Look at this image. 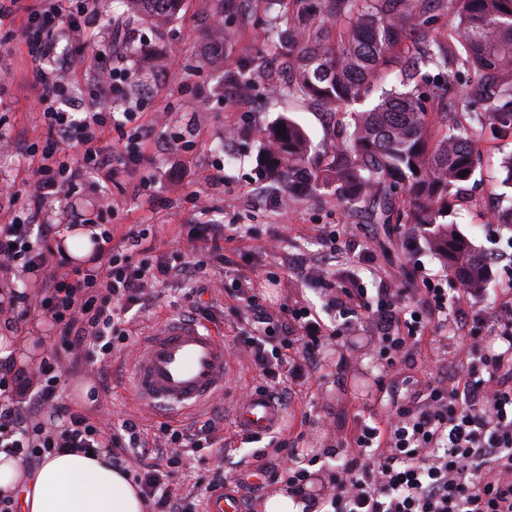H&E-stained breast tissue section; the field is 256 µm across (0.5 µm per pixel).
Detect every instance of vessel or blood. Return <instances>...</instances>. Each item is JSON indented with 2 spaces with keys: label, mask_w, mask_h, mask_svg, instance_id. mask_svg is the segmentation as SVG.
<instances>
[{
  "label": "vessel or blood",
  "mask_w": 512,
  "mask_h": 512,
  "mask_svg": "<svg viewBox=\"0 0 512 512\" xmlns=\"http://www.w3.org/2000/svg\"><path fill=\"white\" fill-rule=\"evenodd\" d=\"M222 332L178 319L144 338L132 363V384L149 409L188 410L222 392L230 376ZM284 408L268 392L254 391L235 407L236 429L264 436L279 428Z\"/></svg>",
  "instance_id": "b4317fda"
}]
</instances>
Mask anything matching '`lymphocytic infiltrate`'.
<instances>
[{"label": "lymphocytic infiltrate", "mask_w": 512, "mask_h": 512, "mask_svg": "<svg viewBox=\"0 0 512 512\" xmlns=\"http://www.w3.org/2000/svg\"><path fill=\"white\" fill-rule=\"evenodd\" d=\"M24 13L37 31L29 54L39 84L45 135L31 145L39 164L30 181L13 189L10 221L0 225V272L34 275L37 296L10 290L8 305L17 320L32 314L48 318L60 338L61 355L43 358L34 371L0 363V448L32 461L60 450L113 448L133 461L132 476L151 512H205L213 492L224 486L222 466L209 481L183 488L189 455L207 461L221 438L223 418L207 419L194 432L161 422L147 431L133 419L98 423L74 410L61 390L63 355L89 366L107 384L113 352L130 339L129 313L148 301L156 284L172 278L194 279L207 267L224 262L225 227L196 224L189 239L208 242L207 255L188 260L175 250L154 254L141 245L144 232L130 225L123 244L138 248V258L111 248L104 230L92 256L93 267L67 268L61 250L52 246V225L41 223L45 202L72 195L87 172L111 176L113 164L131 166L139 153L119 152L112 132L119 124L106 98L117 95L126 78L103 72L89 95L96 103L78 115L73 85L56 67L61 39L75 41L96 14L95 0H0V22ZM74 135L79 157L64 148ZM402 289L382 286L375 293L356 281L328 293L344 321L369 314L375 348L388 364L423 343L430 326L448 329L464 343L465 354L454 373L429 381L424 393L405 402L391 399L384 419L357 422L354 453L331 472V491L320 512H512V298L495 311L447 320L454 300L437 276L424 275L417 302L402 307ZM238 322L242 342L262 390L284 400L321 366L322 352L333 339L319 314L308 307L285 309L277 322L256 294L239 289ZM254 458L268 479L286 481L289 496L307 499L314 474L303 467L293 441L269 434Z\"/></svg>", "instance_id": "f902f5d3"}]
</instances>
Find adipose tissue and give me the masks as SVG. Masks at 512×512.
<instances>
[{
  "mask_svg": "<svg viewBox=\"0 0 512 512\" xmlns=\"http://www.w3.org/2000/svg\"><path fill=\"white\" fill-rule=\"evenodd\" d=\"M1 493L17 495L18 512H146L137 487L105 449L44 456L29 477L16 456L0 451Z\"/></svg>",
  "mask_w": 512,
  "mask_h": 512,
  "instance_id": "obj_1",
  "label": "adipose tissue"
}]
</instances>
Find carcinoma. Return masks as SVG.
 Returning <instances> with one entry per match:
<instances>
[{
	"label": "carcinoma",
	"instance_id": "cac0c4a2",
	"mask_svg": "<svg viewBox=\"0 0 512 512\" xmlns=\"http://www.w3.org/2000/svg\"><path fill=\"white\" fill-rule=\"evenodd\" d=\"M184 0H120L115 26L130 21L161 28L180 14ZM437 0H269L271 27L283 37L288 91L330 110L374 98L349 113L336 147L322 156L293 121L282 118L263 138L266 175L294 191L321 183L336 200L354 205L372 193L403 191L407 219L427 228L435 255L467 288L486 283L483 260L465 235L443 222L452 191L475 171V130L489 125L512 132V0H449L459 18L437 38L405 45L408 20L430 13ZM400 87L380 85L382 72L399 59ZM469 75L482 111L459 120L432 118L437 91H421L422 69L448 67ZM285 133H277L278 129ZM467 171L465 176L460 172Z\"/></svg>",
	"mask_w": 512,
	"mask_h": 512
}]
</instances>
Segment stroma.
Instances as JSON below:
<instances>
[{"mask_svg": "<svg viewBox=\"0 0 512 512\" xmlns=\"http://www.w3.org/2000/svg\"><path fill=\"white\" fill-rule=\"evenodd\" d=\"M267 0H225L224 44L218 58L208 59V23L198 10V0H187L182 15L168 28L159 30L141 24L112 30L106 21L93 22L83 37L82 48L68 41L58 47V65L79 87L92 83L98 69L119 67L135 74V49L160 55L152 76L128 86L115 113L135 106L138 120L123 127L131 135L136 123L147 122L154 113L167 115L166 126L157 130L152 142L142 145L143 159L132 168L116 167L111 179L86 175L71 198L49 200L43 209L45 223L62 228L73 225L76 216L98 223L97 202L111 195L115 210L112 228L122 234L132 224L143 225L145 246L155 253L175 250L191 225L224 224L230 238L224 243V266L200 274L199 283L223 294V308L212 309L208 320L221 327L227 345H234L237 322L236 288L250 285L261 294L272 315L282 307L316 308L328 326L336 315L327 310L322 283L298 271L300 263L315 262L323 254V238L340 235L341 243L358 244L370 251L368 260L332 263L328 281L337 283L357 274L366 288L386 281L405 289V302L421 272L444 271L425 239L402 220L410 202L405 194L393 199L389 223L375 219L374 200L348 207L336 201L330 188L311 187L306 195L294 196L287 188L271 187L261 164L262 131L286 116L308 133L316 151L334 144L335 123L329 110L282 87L278 57L267 37ZM25 19L0 24V119L13 135L12 143L0 149V180L19 181L32 174L27 148L41 141L44 126L35 106L38 88L29 56ZM262 60L265 69L248 96H240L232 77ZM191 136V148H172L176 136ZM512 151V137H500L491 129L479 133L476 142V172L465 184L448 211V222L464 233L478 252L500 254L487 282V301H497L512 284V226L488 220L487 204L502 209L512 206L504 196L500 159ZM223 181H213L216 169ZM199 193L204 208L194 207L192 193ZM188 281L173 279L157 287L153 298L135 312L136 332L146 336L156 324L185 316L184 298ZM349 345L328 346L322 367L306 385L297 388L288 402L286 433L296 448L336 462L349 446L354 425L360 420L381 419L387 411L384 392L392 376L410 379V394L422 392L430 379L449 374L442 351L430 342L410 350L398 362L396 372L386 371L366 344L371 336L368 318L355 320L348 329ZM131 361L115 354L109 370L112 390L85 403L83 387H97L89 367L68 369L62 382L67 401L89 417L111 422L133 418L144 427L157 421L145 411L125 387ZM232 376L223 395L204 405L194 416L182 418L181 427L195 428L212 415H225V436L235 432L228 416L241 390L252 389L259 379L253 369L231 361ZM224 480L237 496L243 512H263L262 503L273 485L251 478L254 461L246 451L226 448Z\"/></svg>", "mask_w": 512, "mask_h": 512, "instance_id": "1", "label": "stroma"}]
</instances>
